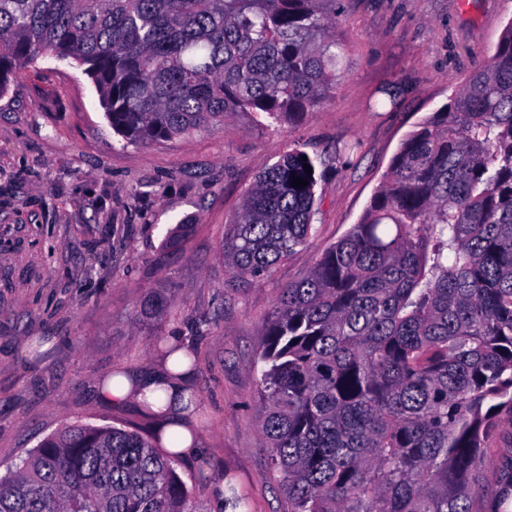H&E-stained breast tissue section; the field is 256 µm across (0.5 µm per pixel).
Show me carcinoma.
<instances>
[{
  "mask_svg": "<svg viewBox=\"0 0 512 512\" xmlns=\"http://www.w3.org/2000/svg\"><path fill=\"white\" fill-rule=\"evenodd\" d=\"M336 0H0V95L35 59L85 67L112 131L148 146L238 112L294 125L336 83ZM294 148L224 232L261 279L309 244L313 169ZM308 185L293 186V179ZM259 427L288 512H478L512 428V21L414 126L361 221L282 289L261 350ZM175 457L73 425L0 475V512H197ZM512 497V458L497 480ZM511 436L509 431H505L499 438H497L492 448H487L488 464L483 472V484L485 492L483 497V510L484 511H505L512 512V508L491 509L490 505L494 500L497 482V467L500 463L512 457Z\"/></svg>",
  "mask_w": 512,
  "mask_h": 512,
  "instance_id": "cac0c4a2",
  "label": "carcinoma"
}]
</instances>
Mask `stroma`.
I'll return each instance as SVG.
<instances>
[{"instance_id": "obj_1", "label": "stroma", "mask_w": 512, "mask_h": 512, "mask_svg": "<svg viewBox=\"0 0 512 512\" xmlns=\"http://www.w3.org/2000/svg\"><path fill=\"white\" fill-rule=\"evenodd\" d=\"M512 0H338L344 45L329 97L299 125L242 112L148 148L123 144L82 66L39 58L0 95V474L49 434L83 424L150 436L135 407L115 410L97 379L144 367L183 337L198 353L193 414L206 450L175 469L201 512L228 475L247 512H288L258 422L260 341L282 288L360 222L401 140L492 54ZM354 151L334 159L335 146ZM321 156L317 232L252 280L224 264V228L259 174L291 149ZM179 224L191 233L169 244ZM170 299L164 315L141 310ZM40 336L52 355L19 356Z\"/></svg>"}]
</instances>
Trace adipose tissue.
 <instances>
[{
    "instance_id": "adipose-tissue-1",
    "label": "adipose tissue",
    "mask_w": 512,
    "mask_h": 512,
    "mask_svg": "<svg viewBox=\"0 0 512 512\" xmlns=\"http://www.w3.org/2000/svg\"><path fill=\"white\" fill-rule=\"evenodd\" d=\"M188 353L187 346L176 345L150 369H124L105 376L98 381L96 391L105 405L119 408L134 403L147 408L163 434L166 451L183 459H197L203 450L192 409L187 405L193 376Z\"/></svg>"
}]
</instances>
